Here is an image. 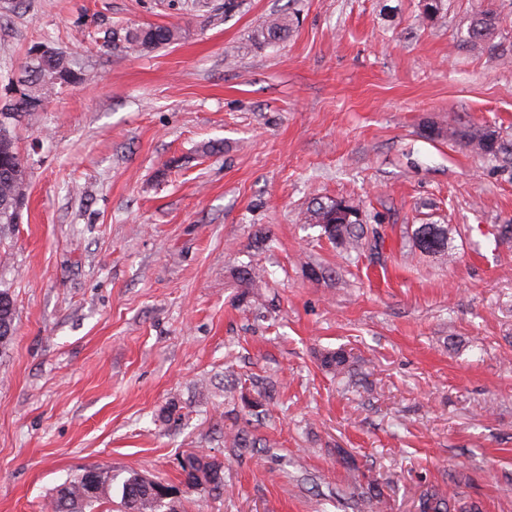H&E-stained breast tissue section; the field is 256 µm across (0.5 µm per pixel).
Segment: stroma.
<instances>
[{"label": "stroma", "instance_id": "obj_1", "mask_svg": "<svg viewBox=\"0 0 512 512\" xmlns=\"http://www.w3.org/2000/svg\"><path fill=\"white\" fill-rule=\"evenodd\" d=\"M474 2L428 20L420 0H0V99L37 45L91 71L17 129L0 512H50L92 467L176 485L190 452L223 463L224 490L180 512H371L365 471L384 512L430 487L512 512V165L448 137L512 140V59L461 43ZM111 24L183 38L127 54L97 43ZM330 198L380 226L377 251L350 260L304 224ZM421 224L447 226L449 259L415 248ZM249 265L253 297L234 278ZM338 348L337 376L320 357ZM224 380L274 398L255 415ZM297 21L295 15H278L264 22L261 27L259 36L264 43H276L289 35Z\"/></svg>", "mask_w": 512, "mask_h": 512}]
</instances>
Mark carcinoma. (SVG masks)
Returning a JSON list of instances; mask_svg holds the SVG:
<instances>
[{
	"label": "carcinoma",
	"mask_w": 512,
	"mask_h": 512,
	"mask_svg": "<svg viewBox=\"0 0 512 512\" xmlns=\"http://www.w3.org/2000/svg\"><path fill=\"white\" fill-rule=\"evenodd\" d=\"M472 20L485 22L491 38L498 36L499 17L494 10L478 2L474 6ZM295 21L297 17L290 14L272 17L262 25L260 37L267 44L276 43L292 32ZM180 38L179 28L164 25H116L101 31L103 47H120L131 54L151 52L174 44ZM462 45L472 51H487L502 58L512 55V47L505 49L500 42L483 44L479 31L466 33ZM25 70L27 79L14 103L13 126L0 133V224L15 223L19 215L17 189L23 186L26 177L14 127L23 120H32L36 113L42 111L48 97L89 80L86 71L58 48L52 56L40 62L29 59ZM450 137L478 156L512 164V141L503 139L488 126L463 125L459 132H451ZM342 204L343 201L335 199L315 203L308 209L305 223L319 226L322 235L331 243L358 256L367 248H377L380 238L377 228L360 223V207L352 202L347 203L352 216L347 219L337 217ZM412 240L422 253L448 256V227L442 224L419 225L412 232ZM9 330L15 331L14 298L10 289L4 288L0 289V337ZM346 363L347 353L342 349L325 353L321 360L325 369L336 373L342 372ZM181 471L182 484L188 489H201L216 495L224 488V466L209 455L187 454L181 463ZM114 480L112 471L108 469L83 471L58 486L50 502L51 512H92L95 505L112 498ZM161 485L162 482L138 472L129 473L120 487L125 512H177V504L162 497ZM476 509L475 504L454 500L436 489L424 491L418 500V512H476Z\"/></svg>",
	"instance_id": "1"
}]
</instances>
